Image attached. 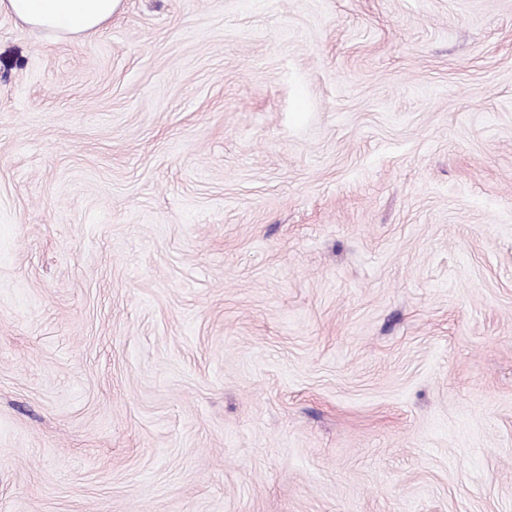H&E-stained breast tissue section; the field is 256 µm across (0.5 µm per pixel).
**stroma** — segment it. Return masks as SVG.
I'll return each mask as SVG.
<instances>
[{
  "instance_id": "obj_1",
  "label": "stroma",
  "mask_w": 512,
  "mask_h": 512,
  "mask_svg": "<svg viewBox=\"0 0 512 512\" xmlns=\"http://www.w3.org/2000/svg\"><path fill=\"white\" fill-rule=\"evenodd\" d=\"M0 512H512V0L0 13ZM120 0H1L0 12L39 30L87 35L111 19Z\"/></svg>"
}]
</instances>
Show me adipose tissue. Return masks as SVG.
Returning <instances> with one entry per match:
<instances>
[{
    "label": "adipose tissue",
    "mask_w": 512,
    "mask_h": 512,
    "mask_svg": "<svg viewBox=\"0 0 512 512\" xmlns=\"http://www.w3.org/2000/svg\"><path fill=\"white\" fill-rule=\"evenodd\" d=\"M120 0H0V12L39 30L87 35L112 18Z\"/></svg>",
    "instance_id": "ef3b65f1"
}]
</instances>
